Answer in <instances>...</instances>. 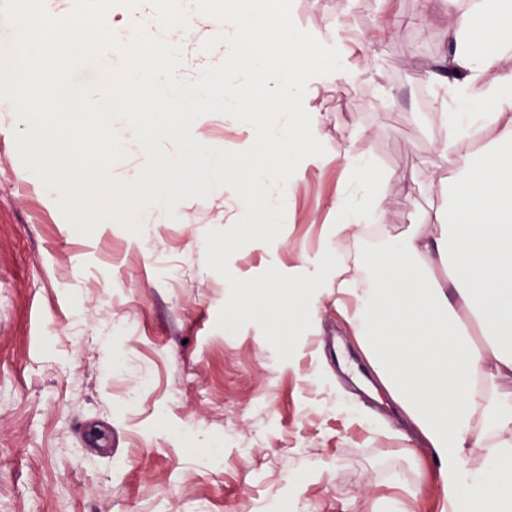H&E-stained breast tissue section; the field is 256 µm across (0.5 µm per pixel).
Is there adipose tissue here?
<instances>
[{"label":"adipose tissue","mask_w":512,"mask_h":512,"mask_svg":"<svg viewBox=\"0 0 512 512\" xmlns=\"http://www.w3.org/2000/svg\"><path fill=\"white\" fill-rule=\"evenodd\" d=\"M459 74L432 166L447 177L424 186L433 221L391 234V190L413 199L416 175L391 178L346 155L352 185L337 196L317 254L300 278L271 275L227 285L232 303L264 297L269 314L304 325L305 300L328 299L382 387L398 405L408 448L438 466L440 512H512V72L485 76L512 57V0H474L448 24ZM498 128L480 152L463 143ZM372 224L383 246L346 266L339 244Z\"/></svg>","instance_id":"1"}]
</instances>
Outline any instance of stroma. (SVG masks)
<instances>
[{
	"instance_id": "35a3bbf8",
	"label": "stroma",
	"mask_w": 512,
	"mask_h": 512,
	"mask_svg": "<svg viewBox=\"0 0 512 512\" xmlns=\"http://www.w3.org/2000/svg\"><path fill=\"white\" fill-rule=\"evenodd\" d=\"M469 5L292 0L300 29L352 30L344 67L367 45L378 68L308 96L326 152L302 167L281 245L244 246L235 277L293 276L317 252L347 189L343 152L394 176L426 173L448 101V23ZM26 128L0 112V512H438L435 485L415 492L420 459L375 418L335 348L230 320L204 234L232 225L233 200H187L138 234L113 223L78 234L22 188L13 132ZM426 208V193L411 204L391 193L385 222L403 233ZM318 325L373 377L335 308Z\"/></svg>"
}]
</instances>
